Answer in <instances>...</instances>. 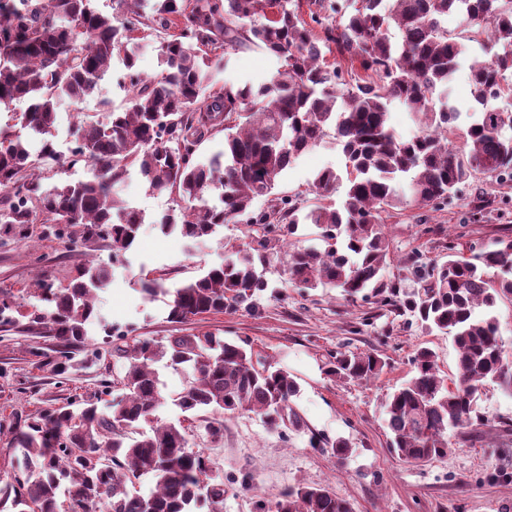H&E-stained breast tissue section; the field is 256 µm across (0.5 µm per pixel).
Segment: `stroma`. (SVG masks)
<instances>
[{
	"label": "stroma",
	"instance_id": "obj_1",
	"mask_svg": "<svg viewBox=\"0 0 512 512\" xmlns=\"http://www.w3.org/2000/svg\"><path fill=\"white\" fill-rule=\"evenodd\" d=\"M484 56L478 45H469L466 64L451 85L458 114L450 139L459 151L467 148L464 133L473 104L467 64ZM275 69L274 60L260 49L242 47L232 51L229 65L212 69L211 84L267 79ZM122 72V63L114 62L98 91L83 103L58 100L55 142L61 151L71 145L76 118L96 120L121 105ZM326 167L345 169V158L331 134L283 173L277 194L311 208L316 202L311 182ZM115 191L141 209L145 221L124 264L115 267L110 288L100 296L104 323L90 330L95 342H102L107 324L119 326L131 339L163 340L210 331L227 340L249 341L256 360L284 368L299 385L293 403L307 430L289 438L269 429L252 412L225 415L224 437L216 443L205 437L201 419L189 421L192 448L205 449L224 480V512H256L257 498L274 500L298 482L329 486L352 503L354 512H512V396L497 386L483 389L479 400L483 420L455 432L447 455L413 465L402 461L390 446L383 414L387 394L409 378L410 357L421 347L436 352L441 375L454 378L456 352L450 336L425 330L413 318L389 312L372 300L352 302L335 289L291 287L279 258L257 269L266 283L257 312L240 309L171 322L166 296L144 298L142 278L161 274L165 287H176L249 246L263 228L227 224L197 244L159 230L157 221L172 200L150 193L137 175H130ZM383 222L392 241L389 274H396L411 255L426 262L444 258L451 243L460 256L469 258L498 239L512 237V182L480 175L441 209L401 205L388 209ZM41 231L37 224L29 238L0 237V288L17 291L42 273L61 280L83 264L112 261L109 241L96 239L75 249L64 240L42 236ZM36 348L41 351L37 357L32 354ZM55 349L56 342L49 337L36 338L18 328L0 332V475L24 467L19 449L10 445L17 426L51 404L80 408L83 400L98 392L105 373L121 367L115 358L89 363L62 382L41 364L42 357H53ZM340 350L373 351L387 365L374 380L343 384L323 371L328 354ZM312 432L331 442L346 440L351 448L348 459L315 451L308 442ZM245 480L250 483L246 489L241 486Z\"/></svg>",
	"mask_w": 512,
	"mask_h": 512
}]
</instances>
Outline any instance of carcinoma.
Returning <instances> with one entry per match:
<instances>
[{"label":"carcinoma","mask_w":512,"mask_h":512,"mask_svg":"<svg viewBox=\"0 0 512 512\" xmlns=\"http://www.w3.org/2000/svg\"><path fill=\"white\" fill-rule=\"evenodd\" d=\"M308 11H303V8ZM464 29L444 27L448 13ZM398 31L392 39L390 29ZM157 40L159 74L137 69L140 34ZM484 50L486 61L469 66L471 94L479 109L466 130L469 151L448 143L455 108L442 95L460 68L466 43ZM254 46L278 64L268 80L224 82L206 92L210 70L229 64V51ZM350 63L342 70L326 56ZM124 72L123 103L95 121L80 120L74 147L60 155L50 136L58 99L76 104L92 96L113 59ZM512 72V0H113L112 13L91 0H0V106L25 102L17 120L39 146L0 126V235L31 237L35 224L71 243L107 239L114 255L135 243L143 212L115 198L114 187L137 172L152 193H166L174 206L157 221L162 233L203 241L225 224L246 220L264 232L247 249L196 279L170 289L163 276L141 283L143 296L168 297L169 318L184 322L224 310L258 309L267 284L256 263L284 253L288 284L334 288L350 299L376 298L404 308L430 331L449 334L458 375H440L436 354L423 347L411 357L413 376L384 405L394 452L422 465L448 452V431L480 418L481 390L494 384L512 396V360L506 353L498 304L512 299V278L492 287L485 269L512 274V239L469 259L448 247L443 261L415 260L406 270L417 285L403 293L386 278L391 242L382 213L398 202L440 208L475 174L512 180V115L494 102L512 93L502 83ZM399 101L419 133L400 139L389 125V103ZM334 130L351 167L347 183L333 168L312 182L319 198L308 211L274 193L280 177L301 154ZM224 133V150L202 163L200 141ZM78 164L92 178L70 182L62 175ZM345 185L344 200L332 196ZM267 208L253 211L258 199ZM299 224L322 230L324 249L289 248ZM112 284L110 266L92 262L65 280L40 277L35 287L0 288V329L11 312L31 308L26 330L57 341L56 357L43 363L65 380L79 361L76 351L88 327L99 321V294ZM115 345L123 360L114 380H101V396L79 409L53 406L16 428L13 444L23 452L25 472L0 479L6 512H223L224 482L201 449L190 448L182 423L140 430L162 403L156 365L184 368L189 381L176 404L184 413L206 412V434L224 436V415L252 411L272 429L303 432L294 408L297 382L272 365L253 362L246 340L229 342L209 332L141 337ZM385 361L374 352L330 355L325 373L341 383L378 377ZM310 447L343 460L348 443L316 436ZM143 475L155 481L147 496L129 486ZM67 501H61V492ZM256 512H353L328 486H289Z\"/></svg>","instance_id":"carcinoma-1"}]
</instances>
